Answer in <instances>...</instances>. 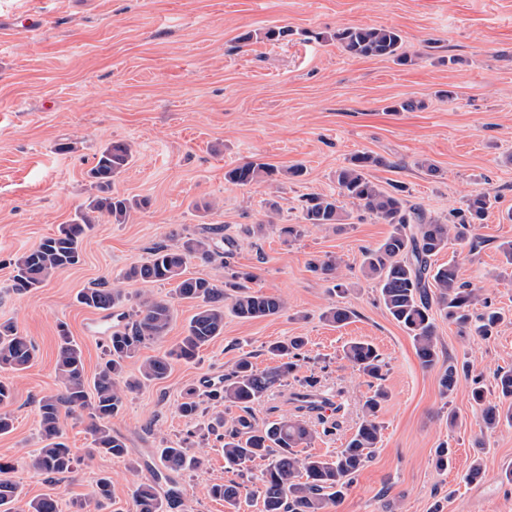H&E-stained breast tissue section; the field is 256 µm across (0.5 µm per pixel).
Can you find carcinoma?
Instances as JSON below:
<instances>
[{
    "instance_id": "cac0c4a2",
    "label": "carcinoma",
    "mask_w": 512,
    "mask_h": 512,
    "mask_svg": "<svg viewBox=\"0 0 512 512\" xmlns=\"http://www.w3.org/2000/svg\"><path fill=\"white\" fill-rule=\"evenodd\" d=\"M342 49L352 57H393L399 54L402 37L398 30L386 26H351L332 35ZM131 159L129 145L122 142L109 144L98 156L89 171L98 191L69 224L45 238L37 247L24 252L13 262L12 291L25 294L43 286L55 272L74 266L80 261L82 241L94 230L101 215L123 224L134 210H143L148 202L121 197L111 193L112 179L122 172ZM385 165L384 160L369 152H358L348 163L336 170L337 195H311L303 199L304 224H285L279 228L281 236L296 240L310 224H344L350 213L344 208L348 200L365 213L393 230L377 247L363 253L362 276L376 283L379 300L389 315L412 337L417 357L425 368L435 366L440 351L437 346L435 314L439 313L456 324L461 331L478 336H490L500 323L502 314L482 302V311L474 306L478 301L477 289L460 281L457 267L448 263L435 266L432 257L448 248L455 240L474 251L481 241L473 234L474 225L482 223L496 197L488 192L470 195L465 207L449 212L445 220L432 218L418 207L407 204L399 185L386 190L377 183L370 170ZM297 178L303 175L299 165L282 170L266 162L249 161L224 172V180L237 186L258 183L274 184L283 175ZM233 243H220L215 239L188 237L178 246L158 244L150 258L135 264L125 272L124 278L144 283H163L171 286L168 297L146 298L140 301L135 319L112 332L106 345L107 360L98 369L93 381H88L82 350L61 330L56 370L59 387L53 394L43 397L38 404L39 439L41 447L29 457L27 466L35 475H44L50 481L61 480L75 472V455L64 438L63 419L74 417L86 424L94 450L100 455L121 458L127 447L122 437L112 432L110 422L124 408L128 394L147 382L167 377L175 361L192 362L199 350L224 333V309L242 320H255L281 314L283 298L251 289L250 272L233 271L224 286L203 277L186 275L187 263L197 259L209 264L217 260L227 265ZM310 268L334 278L339 269L336 257L327 255L310 262ZM234 290L229 306H224V288ZM124 298L122 289L102 281L94 288L77 294L78 303L95 310L108 311L119 306ZM196 302L183 336L175 345L162 353L145 359L139 376L124 375V364L134 357L141 346L166 335L174 318L173 300ZM354 316V311L336 304L322 314V318L342 326ZM305 340L301 336L289 337L271 344L268 352L283 359L280 365L260 370L247 357L238 359L224 375V385L210 390L206 397L224 402L241 411L224 433V458L232 465L262 464L258 480L262 498V512H328L329 505L344 497L357 473L371 457L372 449L380 439L377 421L381 403L387 394L378 389L363 404V420L336 457L326 458L302 453L299 448L311 443L316 431L305 422L282 417L269 423H259L253 406L273 388L282 385L297 366ZM347 361L362 374L382 378L383 362L377 348L364 340L346 346ZM36 358V349L11 322H0V369L20 372ZM460 369L453 360L439 379L442 393L456 388ZM499 397L508 401L507 409L497 405H483L485 390L478 386L472 390V399L482 406L481 416L486 429L495 428L501 420L512 423V370L501 371L495 377ZM12 397L9 383L0 381V434L12 428L9 413L3 411ZM200 394L196 389L186 391L178 407L182 417L192 421L200 411ZM182 439L160 449L163 467L170 473L183 471L190 465H201V459L190 457ZM15 469L11 459L0 457V508L12 512L10 505L20 501L18 486L10 477ZM159 477L141 482L132 491L134 512H167V507L178 498V491L170 489L162 497L158 492ZM209 492L224 499L231 512H238L241 486L236 483L214 484ZM112 500V480L99 477L91 499L74 501L76 512L92 506L102 512ZM23 512H58V502L51 495H42L25 503Z\"/></svg>"
}]
</instances>
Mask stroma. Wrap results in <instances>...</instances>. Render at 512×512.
<instances>
[{"label": "stroma", "mask_w": 512, "mask_h": 512, "mask_svg": "<svg viewBox=\"0 0 512 512\" xmlns=\"http://www.w3.org/2000/svg\"><path fill=\"white\" fill-rule=\"evenodd\" d=\"M30 17L40 30L22 32ZM355 25L398 29L407 63L345 54L331 36ZM270 27L287 28V37L263 40ZM113 142L133 150L113 191L148 198L149 207L123 224L102 217L83 240L78 264L36 291L12 292V259L96 195L89 171ZM363 151L384 160L371 171L375 181L404 186L406 200L428 215L446 217L476 192L497 197L474 230L483 247L472 252L452 241L433 262L455 263L460 280L480 289L504 320L485 339L437 318L441 358L431 368L360 274L363 248L381 243L391 225L356 213L350 223L312 227L291 242L279 234L280 225L300 223L302 197L335 193L337 169ZM425 158L434 171L421 167ZM250 160L300 164L305 173L276 191L225 181L226 169ZM210 227L234 243L229 266L253 273V289L281 296L286 310L255 320L225 315L223 335L194 361L174 363L165 379L129 394L111 422L126 456L92 454L84 424L69 417L63 430L75 473L54 485L34 475L25 459L39 446L38 402L58 387L59 329L67 328L94 375L108 336L140 299L170 291L125 281V271L169 243L171 232L195 237ZM508 241L512 0H0V321L12 320L37 349L28 369L0 371L14 387L13 429L0 435V457L14 460L22 501L53 494L60 512H70L71 501L89 496L107 475L108 512H133V487L161 469L160 448L186 437L202 463L177 474L170 512H227L208 489L229 481L248 492L241 512H260L258 468L227 469L223 442L208 429L215 402L204 401L192 422L178 406L187 389L206 393L207 381L223 379L238 358L272 367L271 342L304 336L305 359L254 413L261 422L293 414L291 394L314 382L334 404L327 418L337 426L317 433L309 453L343 448L373 393L369 378L345 359L344 344L369 341L385 364L381 441L329 512H512V424L485 429L471 398L478 379L487 402L498 403L494 375L512 368V266L499 249ZM328 254L340 258L347 292L309 270L311 259ZM103 280L125 296L110 314L76 300ZM338 303L354 312L341 327L322 318ZM174 307L166 336L129 359L127 375L183 336L195 305ZM452 361L469 363L470 371L445 395L439 378ZM443 443L454 450L445 471L433 463ZM476 460L484 475L467 481Z\"/></svg>", "instance_id": "35a3bbf8"}]
</instances>
